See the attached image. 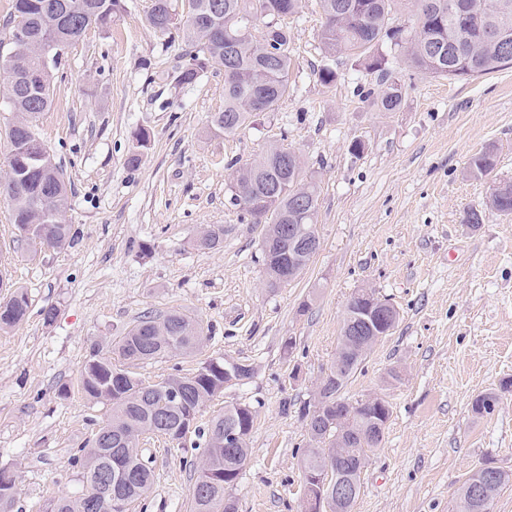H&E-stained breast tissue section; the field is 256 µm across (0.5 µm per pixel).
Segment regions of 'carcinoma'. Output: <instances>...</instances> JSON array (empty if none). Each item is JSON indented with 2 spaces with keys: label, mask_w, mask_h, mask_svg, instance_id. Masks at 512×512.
<instances>
[{
  "label": "carcinoma",
  "mask_w": 512,
  "mask_h": 512,
  "mask_svg": "<svg viewBox=\"0 0 512 512\" xmlns=\"http://www.w3.org/2000/svg\"><path fill=\"white\" fill-rule=\"evenodd\" d=\"M323 22L320 41L327 58L338 54L357 58L362 69L374 76L380 90L365 98L380 112H396L405 95V72L424 70L444 78L476 77L512 68V0H456L460 9L448 11V0H432L434 9L425 23L419 12L423 0H319ZM300 0H186L177 11L174 0H151L148 27L161 35L181 32L188 60L168 75L173 87L189 86L212 65L224 67V110L211 114L208 129L228 136L247 126L260 112H271L289 90L290 34L282 21L298 13ZM125 9L123 0H12L15 21L9 42L0 41V74L6 75L3 98L14 112L5 130L7 164L22 187L7 192L11 223L18 237L32 249L52 240L62 250L71 242L66 222L68 188L60 166L34 155L38 140L34 121L53 104V69L58 60L44 64L43 51L53 54L79 40L86 31L112 26ZM262 27H257V24ZM498 29L506 46L491 42L490 29ZM402 54L397 62L390 54ZM127 157V165L141 164L148 136L139 131ZM230 185V201L257 223L265 224L261 261L265 284L276 288L295 280L310 258H288V226L297 224L315 234L319 191L313 172L295 151L272 144L257 159L237 165ZM496 167V155L486 149L470 161V173L486 176ZM485 206L512 212V183L494 186ZM224 242V228L212 227L195 239L200 251H211ZM29 308L26 291L17 288L0 298V332L25 320ZM207 333L195 319L179 312L147 316L110 343L111 353L94 343L81 366L77 386L89 402L108 404L106 421L111 434L91 438L72 455L80 469L82 495L90 507L74 508L78 496L50 500L45 512H126V506L146 494L153 471L141 460L137 439L147 432L169 435L168 441L186 437L182 428L198 419L208 402L224 392L225 358L201 363L189 376L171 374L149 390L130 365L145 364L169 355L191 356L199 352ZM363 360L350 355L346 367L336 372L331 362L324 380L328 415L336 418L346 401L345 389ZM494 392L477 395L472 413L491 414L487 401ZM391 410L364 408L350 424L346 443L347 462L356 481H361L359 461L382 444L362 435L375 423L386 425ZM256 410L249 404L232 405L213 417L205 432V446L195 467L189 512H238L229 493L249 456V440ZM235 430L236 437L224 435ZM323 434H310V446L301 459L304 471L316 468ZM123 453L127 482L112 485L106 494L103 472L112 456Z\"/></svg>",
  "instance_id": "carcinoma-1"
}]
</instances>
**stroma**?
Returning <instances> with one entry per match:
<instances>
[{
  "mask_svg": "<svg viewBox=\"0 0 512 512\" xmlns=\"http://www.w3.org/2000/svg\"><path fill=\"white\" fill-rule=\"evenodd\" d=\"M150 4L125 0L110 29L88 30L63 50L54 103L37 120L70 187L71 247L31 253L0 198V270L30 299L26 319L0 334V468L16 474L18 512H42L81 485L71 457L111 408L58 389L74 383L91 344L173 310L201 321L209 340L197 355L143 365L139 376L189 374L211 356L252 364V378L210 401L198 423L228 405L255 407L250 454L231 490L238 512H303L300 410L363 288L390 299L400 320L346 388L353 401L384 395L392 410L353 512H451L475 466L512 470V213L485 205L493 185L512 181V69L475 79L411 70L401 109L378 112L360 97L370 77L349 55L336 57L335 84H320V10L302 0L288 20V96L236 134L212 136L224 70L210 66L194 85L172 88L182 42L150 31ZM141 130L150 142L131 168ZM273 143L301 154L316 175L320 248L294 281L270 290L264 227L231 204L228 164ZM488 148L494 171L469 175ZM471 207L481 224L465 223ZM206 225L224 228L218 250L193 245ZM51 305L48 324L41 311ZM392 368L402 373L395 385L386 381ZM486 391L499 403L474 416L471 403ZM196 443L142 441L154 484L127 512H188Z\"/></svg>",
  "mask_w": 512,
  "mask_h": 512,
  "instance_id": "35a3bbf8",
  "label": "stroma"
}]
</instances>
